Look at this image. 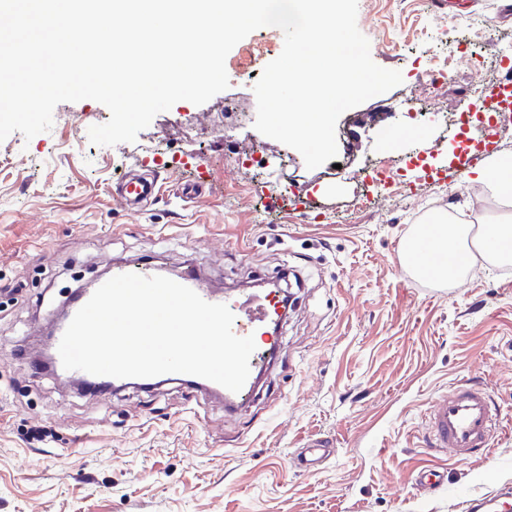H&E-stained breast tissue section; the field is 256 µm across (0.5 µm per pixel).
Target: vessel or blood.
<instances>
[{
	"instance_id": "obj_1",
	"label": "vessel or blood",
	"mask_w": 512,
	"mask_h": 512,
	"mask_svg": "<svg viewBox=\"0 0 512 512\" xmlns=\"http://www.w3.org/2000/svg\"><path fill=\"white\" fill-rule=\"evenodd\" d=\"M155 191V180L142 176L123 179L117 186L118 194L133 205L147 201ZM175 280L194 290L207 302L226 304L235 316L234 334L256 338V349L249 362L251 377L239 392L228 391L212 381L206 384L209 391L227 398L230 407L246 404L255 391L256 375L278 353V338L270 332L283 300L278 284L268 282L262 293L244 299L207 286L190 270L177 274ZM497 426L486 388L481 382L467 380L450 387L448 392L435 399L429 415L430 445L448 449L456 459L467 460L476 450L488 448ZM328 454L327 444L317 440L300 448L296 460L302 469L307 470L320 466Z\"/></svg>"
}]
</instances>
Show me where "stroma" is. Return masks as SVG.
<instances>
[{"label": "stroma", "instance_id": "35a3bbf8", "mask_svg": "<svg viewBox=\"0 0 512 512\" xmlns=\"http://www.w3.org/2000/svg\"><path fill=\"white\" fill-rule=\"evenodd\" d=\"M357 26L403 82L342 114L334 162L312 170L253 127V86L284 43L270 26L228 54V89L177 102L136 142L92 144L110 118L93 100L0 142V512H463V495L512 484V264L475 258L451 286L402 258L432 204L505 215L463 174L495 119L466 89L507 76L512 0H358ZM197 168L206 192L185 198L179 179ZM133 169L159 185L136 208L112 193ZM139 258L225 292L273 280L292 294L251 402L228 411L179 384L84 393L17 355L72 290ZM468 379L502 428L487 455L456 461L424 445V416ZM314 439L331 456L297 468ZM426 469L443 486L417 485Z\"/></svg>", "mask_w": 512, "mask_h": 512}]
</instances>
